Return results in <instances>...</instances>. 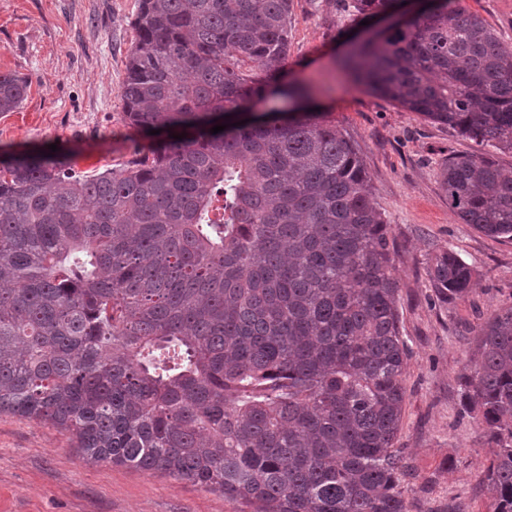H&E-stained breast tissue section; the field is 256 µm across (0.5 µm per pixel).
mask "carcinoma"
<instances>
[{
	"label": "carcinoma",
	"mask_w": 512,
	"mask_h": 512,
	"mask_svg": "<svg viewBox=\"0 0 512 512\" xmlns=\"http://www.w3.org/2000/svg\"><path fill=\"white\" fill-rule=\"evenodd\" d=\"M353 8L399 22L352 32L344 69L483 148L448 157L440 187L512 239V172L490 157L512 152V54L457 0ZM132 26L123 100L150 146L92 175L46 147L0 155V412L253 512H408L394 245L351 142L284 80L291 0H139ZM28 90L1 73L0 112ZM276 96L297 109L249 111ZM428 273L468 295L453 250ZM476 346L465 406L496 445L490 512H512V306Z\"/></svg>",
	"instance_id": "cac0c4a2"
}]
</instances>
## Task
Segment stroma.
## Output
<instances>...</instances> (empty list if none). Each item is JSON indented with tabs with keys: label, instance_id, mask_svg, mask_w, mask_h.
<instances>
[{
	"label": "stroma",
	"instance_id": "obj_1",
	"mask_svg": "<svg viewBox=\"0 0 512 512\" xmlns=\"http://www.w3.org/2000/svg\"><path fill=\"white\" fill-rule=\"evenodd\" d=\"M512 51V0H459ZM138 0H0V73L30 85L0 113V151L56 145L91 175L129 159L136 136L124 117L126 63ZM286 77L319 86L331 118L361 158L389 226L398 311L409 348L397 445L410 475L409 512H487L482 470L491 443L464 407L462 377L475 328L512 305V240L488 237L449 208L439 184L448 155L477 145L356 86L339 61L354 25L350 0H292ZM454 249L473 269L462 300L439 297L428 275ZM240 503L161 473L87 459L69 434L0 413V512H241Z\"/></svg>",
	"mask_w": 512,
	"mask_h": 512
}]
</instances>
